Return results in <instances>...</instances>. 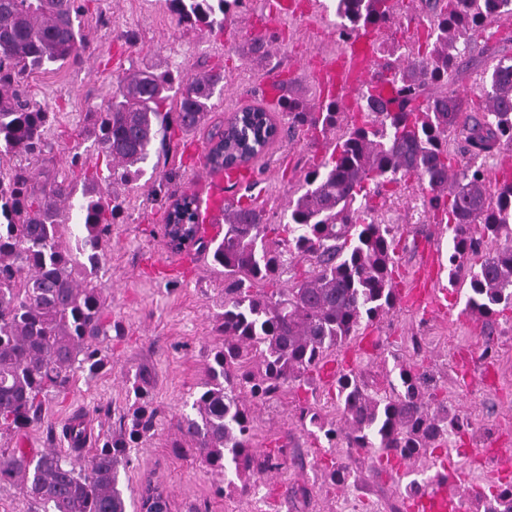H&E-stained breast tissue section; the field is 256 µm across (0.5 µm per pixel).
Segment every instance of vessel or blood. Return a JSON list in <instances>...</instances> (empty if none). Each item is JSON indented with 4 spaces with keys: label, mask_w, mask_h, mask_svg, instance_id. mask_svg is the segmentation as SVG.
I'll return each mask as SVG.
<instances>
[{
    "label": "vessel or blood",
    "mask_w": 512,
    "mask_h": 512,
    "mask_svg": "<svg viewBox=\"0 0 512 512\" xmlns=\"http://www.w3.org/2000/svg\"><path fill=\"white\" fill-rule=\"evenodd\" d=\"M379 32L369 28L358 32L344 45L342 54L322 64L319 88L322 99L348 101L371 78L377 58ZM252 176L241 169L212 170L205 177L200 197L204 233L215 236L221 231L228 208L251 206L250 198L240 195ZM405 512H465L461 494L449 493L447 485L433 484L403 502Z\"/></svg>",
    "instance_id": "obj_1"
}]
</instances>
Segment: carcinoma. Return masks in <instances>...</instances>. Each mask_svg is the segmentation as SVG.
I'll return each instance as SVG.
<instances>
[{
    "instance_id": "cac0c4a2",
    "label": "carcinoma",
    "mask_w": 512,
    "mask_h": 512,
    "mask_svg": "<svg viewBox=\"0 0 512 512\" xmlns=\"http://www.w3.org/2000/svg\"><path fill=\"white\" fill-rule=\"evenodd\" d=\"M510 1L424 0L429 50L406 43L385 50L372 79L386 81L391 95L367 88L339 135L341 103L316 108L292 86L283 87L280 133L332 135L333 149L306 172L303 191L288 201L286 223H267L257 206L233 208L223 237L204 246L229 281L216 325L222 342L211 350L193 414L183 416L174 447H188L220 476L233 464L239 483L228 482L220 493L248 496L287 462L286 448L253 447L248 402L279 399L362 328L396 309L399 240L393 225L368 220L389 186L417 182L426 192V220L448 225V279L469 280L466 312L482 321L484 353L492 351L491 318L512 311V178L491 181L485 162L512 153V62L500 60L483 72L478 106L468 113L464 99L448 91V77L474 32L512 14ZM165 2L179 26L220 28L217 14L242 0ZM81 12L77 0H0V436L37 419L43 400L66 393L77 373L91 376L104 365L98 342L112 323L95 274L122 204L103 185L141 174L154 147L166 151L170 127L198 128L224 88L221 69L191 78L137 69L121 78L106 106L87 113V135L108 175L76 155L77 190L73 179L33 166L52 151L54 113L27 99L20 86L26 73L82 61L89 40ZM336 13L342 44L368 26L397 20L392 0H337ZM275 41L274 34L256 36L250 53L267 59ZM430 87L440 92L429 96ZM173 90V111H161ZM263 117L244 112L228 127L222 137L227 156L261 148L268 139ZM456 133L463 147L453 151ZM224 156L207 161L222 165ZM295 261L308 269L294 287L261 288ZM398 376L399 386L378 398L359 374L342 373L335 382L340 422L309 407L301 408L300 421L332 448L342 442L404 462L443 447L450 432H468L467 420L438 398L433 375L400 363ZM133 391L127 422L102 439L87 463L53 448L36 454L13 448L0 452V485L20 486L30 512H127L120 468L156 427L148 389L141 384ZM325 472L334 487L354 477L344 462H331ZM475 498L483 512H512V484Z\"/></svg>"
}]
</instances>
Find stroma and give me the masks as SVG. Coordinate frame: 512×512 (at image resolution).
Wrapping results in <instances>:
<instances>
[{
    "mask_svg": "<svg viewBox=\"0 0 512 512\" xmlns=\"http://www.w3.org/2000/svg\"><path fill=\"white\" fill-rule=\"evenodd\" d=\"M306 2L307 16L284 15L276 20L273 30L279 39L272 58L259 63L246 53L245 44L257 36L251 21L266 12L268 0H244L220 30L176 26L164 0H84L82 27L90 52L83 62L24 78L29 99L56 115L49 133L53 151L46 164L64 173L74 152L96 158L98 148L85 133V117L107 104L119 78L130 69L148 67L190 76L218 66L225 76L224 89L214 97L204 124L187 133H173L168 151L151 155L136 180L110 187L123 203V214L112 227L98 272L112 322L119 329L101 345L105 367L92 378L78 375L66 394L49 396L38 420L1 437L0 446L70 453L66 429L78 417L87 432L80 454L90 459L103 437L117 430L128 414L134 403V383L142 375L158 417L154 435L132 449L131 461L121 475L131 502H138L151 483L166 491L171 512H403L405 487L381 456L353 455L358 484L344 489L329 486L324 467L342 453L323 448L297 420L299 407L307 403L323 418L338 419L336 391L318 378L312 379L309 388L289 389L286 396L253 409L255 447L284 444L296 457L295 464L267 477L262 501L219 494L222 478L174 446L180 418L189 412V401L205 377L207 356L220 341L215 316L222 310L224 276L195 248L180 253L168 246L162 229L163 207L196 188L211 133L223 127L233 112L264 105L262 88L270 67L288 73L310 102L318 101L314 66L339 51L336 3ZM130 30L137 35L131 45L123 40ZM491 30L489 40H477L472 52L458 60L449 90L472 95L485 68L500 59H512V15L493 23ZM330 154L329 147L316 144L308 134L275 140L251 161L255 180L243 193L257 200L268 223H284L289 196L300 187L306 172ZM151 190L156 191L158 204L146 202ZM419 196L413 184L395 189L373 215L375 221L399 227L397 273L401 276L417 270L427 251L441 258L448 248L444 225L420 222ZM438 282L447 291L446 312L398 305L366 331L378 344L377 359L360 355L353 346L341 349L337 356L349 360L378 391L397 382L395 362L430 370L449 407L469 416L475 427L490 429L492 436L449 435L444 458L413 462V476L425 479L430 469L445 461L466 476V489L487 491L494 487L489 477L494 465L488 454L512 450V322L498 323L495 356L483 358L482 324L464 311L468 283L450 285L444 269ZM297 486L307 487L310 495L294 504L289 493Z\"/></svg>",
    "mask_w": 512,
    "mask_h": 512,
    "instance_id": "obj_1",
    "label": "stroma"
}]
</instances>
